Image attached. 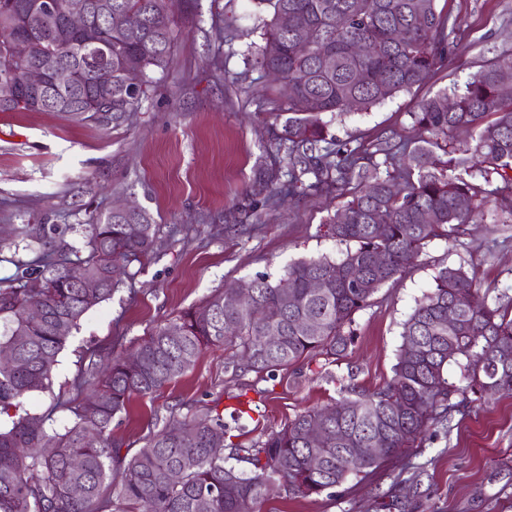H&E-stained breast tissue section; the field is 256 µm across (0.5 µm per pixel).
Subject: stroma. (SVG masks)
Instances as JSON below:
<instances>
[{"label": "stroma", "instance_id": "obj_1", "mask_svg": "<svg viewBox=\"0 0 512 512\" xmlns=\"http://www.w3.org/2000/svg\"><path fill=\"white\" fill-rule=\"evenodd\" d=\"M437 8L459 24L452 56L419 87L333 118L330 135L383 162L381 144L416 138L413 114L423 100L512 53V0H438ZM170 9L168 66L122 124L0 112V288L12 285L15 260H34L46 248L84 252L87 224L113 206L140 207L156 224L149 259L132 264L112 297L81 318L50 390L26 400L50 430L72 424L74 383L89 362L129 349L239 280L277 278L292 261L337 258L345 250L328 233L338 204L333 195L302 188L279 206L261 204L282 131L272 114L285 97L247 52L262 37L252 0H172ZM224 27L233 39L217 37ZM449 264L475 269L489 301L512 300V223L489 217L430 242L355 314V343L336 359H306L271 380L233 373L223 347H212L184 376L134 399L113 420L114 439L136 451L170 417L202 404L227 414L243 394L255 408L229 427L235 443L248 447L338 398L342 385L384 386L403 322ZM260 512H512V395L472 403L449 426L428 429L419 447L349 478L335 493L274 494Z\"/></svg>", "mask_w": 512, "mask_h": 512}]
</instances>
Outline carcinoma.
<instances>
[{
	"label": "carcinoma",
	"instance_id": "obj_1",
	"mask_svg": "<svg viewBox=\"0 0 512 512\" xmlns=\"http://www.w3.org/2000/svg\"><path fill=\"white\" fill-rule=\"evenodd\" d=\"M26 0H0V80L15 81L22 103L13 111L60 112L78 120L112 96L111 121L118 125L136 111L165 69L174 41L173 22L161 0H90L91 19L112 28L107 56L86 66L81 35L40 15L27 27H14L15 10ZM267 7L263 44L255 47L256 67L271 71L288 88L284 134L276 152L288 157V169L274 166L276 187L263 205L275 206L310 181L315 189L347 201L330 219L333 238L349 245L343 256L301 259L272 280H250L251 305L231 306L220 294L205 307L189 310L156 328L130 354L107 353L104 372L92 364L77 387L89 393L74 408L73 424L60 433L47 430L43 416L20 412L22 399L50 389L58 356L73 329L94 306L108 299L125 269L153 250L155 225L143 210L123 216L104 212L88 225V254L78 259L101 282L87 296L59 273L66 259L44 251L36 267L19 262L16 284L0 288V320L10 324L0 335V414L11 426L0 429V512H259L272 493L321 494L349 477L367 474L417 442L430 426H445L452 413L475 396L512 394V304H491L481 295L475 269L447 265L403 324V342L391 380L372 392L346 387L348 395L331 406L308 409L251 448H233L224 457L228 428L224 415L206 407L174 417L151 433L132 454L112 438V420L134 396H151L188 372L210 346L234 347L233 369L264 374L308 357L334 358L354 344V315L383 285L410 267L435 239H448L468 224L484 220L500 192L512 189V99L497 93L500 70H512V55L502 56L475 73L462 88L441 91L413 113L420 130L404 152L396 178L348 143L328 137L325 114H343L349 103L368 110L394 95L420 86L452 54L450 37L458 28L437 10V0H254ZM139 16L135 27L128 14ZM301 20L312 31L308 41L284 28L283 16ZM26 40L31 56L17 59L7 44ZM353 39L380 42L381 54L352 63L346 45ZM68 66L86 68L76 87H59L41 98L22 83L24 70L45 53ZM130 71L143 79L132 92ZM453 109H448V99ZM468 128L473 142L436 161L438 137ZM503 186L490 189L491 175ZM354 269L357 280L345 277ZM323 279L328 287H310ZM288 282V293L282 283ZM36 303L44 312L29 319ZM453 320H448V309ZM281 336L273 349L263 338ZM415 347L410 358L406 351ZM465 358L471 373L461 387L448 380V365ZM323 425L324 440L313 446L307 429ZM181 428L177 437L169 430ZM383 441L371 453L374 439ZM52 448L54 452L46 453ZM321 461L318 469L308 459ZM246 462L249 472L227 465ZM80 466L74 467L73 461ZM177 470L173 483L168 473ZM119 484H114L115 478ZM78 485L82 493L70 494Z\"/></svg>",
	"mask_w": 512,
	"mask_h": 512
}]
</instances>
